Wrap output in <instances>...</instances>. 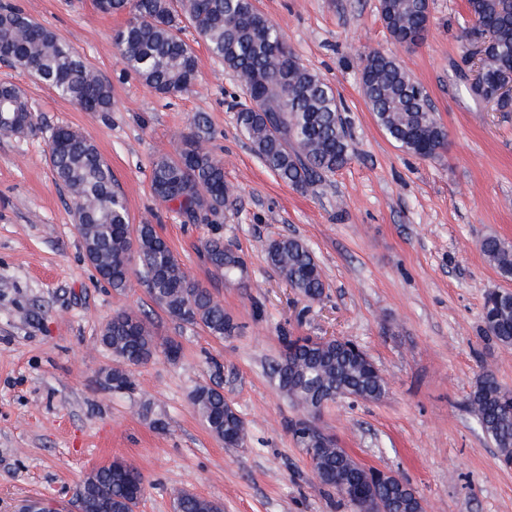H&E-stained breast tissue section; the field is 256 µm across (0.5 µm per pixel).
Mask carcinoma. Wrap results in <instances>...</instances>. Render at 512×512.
<instances>
[{
	"mask_svg": "<svg viewBox=\"0 0 512 512\" xmlns=\"http://www.w3.org/2000/svg\"><path fill=\"white\" fill-rule=\"evenodd\" d=\"M96 6L103 13L128 15L115 38L122 63L164 96H182L195 86L197 57L181 37L183 24L193 25L211 55L240 84L245 101L237 105L239 131L261 163L284 184L306 190L350 160L349 134L335 93L299 62L281 28L253 0H96ZM466 7L476 31L491 33L484 48L485 85L468 90L476 98L495 101L499 111L509 112L512 97L497 90L512 83V0H466ZM427 8V0H379L387 31L406 48L413 47ZM0 57L34 74L84 112H107L112 107L110 86L82 55L54 30L19 10L0 9ZM361 89L377 123L398 147L423 158H433L446 147L448 133L432 111L428 95L397 56L379 51L366 55ZM0 105L5 112L1 135L24 134L35 127L34 107L16 85L0 83ZM60 131L65 146L50 150V161L56 180L72 195L86 256H100L94 264L99 277L123 293L135 276L171 318L218 339L231 334L235 324L224 306L188 275L153 225L121 228L130 224L126 200L93 141L69 126ZM150 184L156 198L175 205L192 224L217 223L224 209L235 202L224 185L223 161L206 148L204 136L198 133L184 137L174 154L153 161ZM202 248L217 273L230 276L244 267L242 257L221 238L206 240ZM479 250L501 276L512 278V244L488 234L479 242ZM267 260L306 300L322 296L320 266L302 240L285 236L271 241ZM481 319L488 335L502 347L512 348V295L485 297ZM100 343L116 363L105 374V382L114 390L131 388L128 368L145 364L159 353L175 359L181 351L174 339L158 341L148 314L133 309L112 314ZM270 373L289 402L305 415L292 424L291 432L308 450L316 480L331 488V478L341 471L349 483H362L359 465L321 442L310 418L341 397L383 398L387 382L382 374L351 342L310 336L288 339L281 361L270 367ZM191 399L215 438L246 437L244 421L230 408L219 384L197 386ZM468 408L499 449L502 463L512 465V388L485 370L470 393ZM113 465L135 476L139 492H131L112 478L110 469L101 467L76 490L84 512H135L145 493V478L130 464L115 461ZM379 488L381 496L390 500L387 512L420 509L417 491L408 481L381 482ZM174 505L175 512H221L217 503L185 490L175 493Z\"/></svg>",
	"mask_w": 512,
	"mask_h": 512,
	"instance_id": "cac0c4a2",
	"label": "carcinoma"
}]
</instances>
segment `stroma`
Listing matches in <instances>:
<instances>
[{"label":"stroma","mask_w":512,"mask_h":512,"mask_svg":"<svg viewBox=\"0 0 512 512\" xmlns=\"http://www.w3.org/2000/svg\"><path fill=\"white\" fill-rule=\"evenodd\" d=\"M55 30L110 85L112 109L85 112L29 72L0 61V81L19 87L38 114L35 131L0 136V512L50 496L65 506L94 468L138 467L146 491L137 512H173L188 490L223 512H352L321 485L290 427L300 419L268 375L286 336L338 337L378 366V401L343 397L314 423L360 463L407 479L427 512H512V467L467 405L478 375L512 387V349L483 329L484 297L511 289L481 254L495 234L512 243V112L466 89L474 38L466 0H429L430 28L411 49L395 44L378 0H258L289 48L334 89L352 148L324 186L300 191L276 179L235 122L237 79L194 28L193 92L166 98L121 63L113 43L123 14L94 0H0ZM398 56L448 131L433 159L398 148L362 94L361 63ZM205 118L209 148L224 161L235 204L219 224L185 223L150 186L152 161L174 153ZM89 137L127 200L132 223L154 225L194 279L236 324L218 340L159 309L139 281L116 293L86 260L73 203L49 160L53 130ZM222 237L245 260L232 277L206 263L202 243ZM300 238L323 272L317 301L299 297L268 263L275 238ZM135 308L177 359L131 368L132 389L104 382L114 365L98 337L113 312ZM220 382L246 441L224 446L191 394ZM151 417L142 414L143 404ZM162 419L164 428L151 424Z\"/></svg>","instance_id":"stroma-1"}]
</instances>
